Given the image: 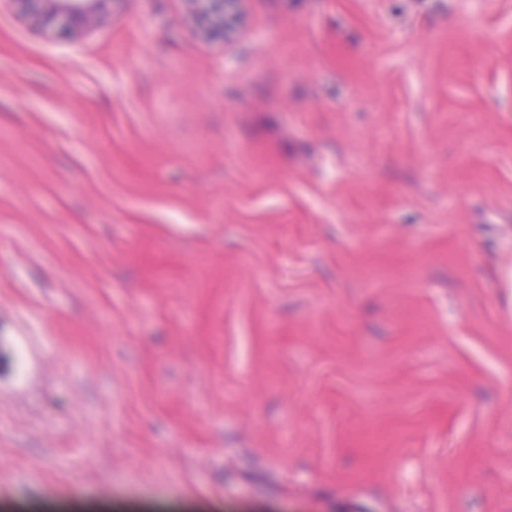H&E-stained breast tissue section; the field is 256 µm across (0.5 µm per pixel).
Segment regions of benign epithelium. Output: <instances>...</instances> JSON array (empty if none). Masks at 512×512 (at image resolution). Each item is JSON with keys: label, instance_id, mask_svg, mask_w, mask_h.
<instances>
[{"label": "benign epithelium", "instance_id": "obj_1", "mask_svg": "<svg viewBox=\"0 0 512 512\" xmlns=\"http://www.w3.org/2000/svg\"><path fill=\"white\" fill-rule=\"evenodd\" d=\"M33 28L69 39L95 24L117 0H8ZM196 31L213 42L232 40L245 20V0H187Z\"/></svg>", "mask_w": 512, "mask_h": 512}]
</instances>
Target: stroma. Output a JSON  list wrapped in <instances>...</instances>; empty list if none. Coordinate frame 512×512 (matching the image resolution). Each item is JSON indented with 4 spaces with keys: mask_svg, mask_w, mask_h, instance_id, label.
<instances>
[{
    "mask_svg": "<svg viewBox=\"0 0 512 512\" xmlns=\"http://www.w3.org/2000/svg\"><path fill=\"white\" fill-rule=\"evenodd\" d=\"M512 512V0L0 8V512ZM10 2L33 28L69 39L95 24L118 0H2ZM196 31L213 42L232 40L245 20V0H186Z\"/></svg>",
    "mask_w": 512,
    "mask_h": 512,
    "instance_id": "stroma-1",
    "label": "stroma"
}]
</instances>
